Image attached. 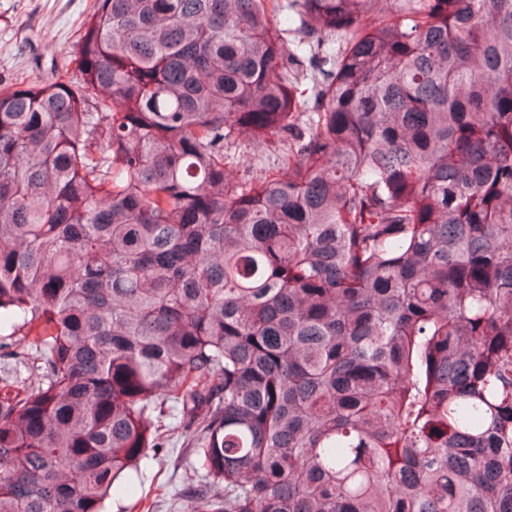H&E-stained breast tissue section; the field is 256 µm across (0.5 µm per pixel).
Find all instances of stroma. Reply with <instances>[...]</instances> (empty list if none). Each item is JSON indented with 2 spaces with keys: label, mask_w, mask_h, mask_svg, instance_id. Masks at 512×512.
<instances>
[{
  "label": "stroma",
  "mask_w": 512,
  "mask_h": 512,
  "mask_svg": "<svg viewBox=\"0 0 512 512\" xmlns=\"http://www.w3.org/2000/svg\"><path fill=\"white\" fill-rule=\"evenodd\" d=\"M94 0H0V81L25 77L51 80L65 74V53L79 36V27ZM155 482L161 494H149L154 512H180L173 499L185 487L190 461L186 440L174 432L160 450Z\"/></svg>",
  "instance_id": "35a3bbf8"
}]
</instances>
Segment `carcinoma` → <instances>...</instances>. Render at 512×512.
Segmentation results:
<instances>
[{"instance_id":"obj_1","label":"carcinoma","mask_w":512,"mask_h":512,"mask_svg":"<svg viewBox=\"0 0 512 512\" xmlns=\"http://www.w3.org/2000/svg\"><path fill=\"white\" fill-rule=\"evenodd\" d=\"M81 31L0 86V512L138 509L173 411L183 512H512V0ZM228 152H230L231 154H235V156H237L238 158L242 155H250L252 158L250 164H240L239 167H237V169L234 171V176L241 183L248 182L250 180L252 175V167L259 166L272 168L277 163L276 154L270 152H258L259 156H256L254 158L249 147L242 141L238 142L237 144H233L232 147L228 149Z\"/></svg>"}]
</instances>
